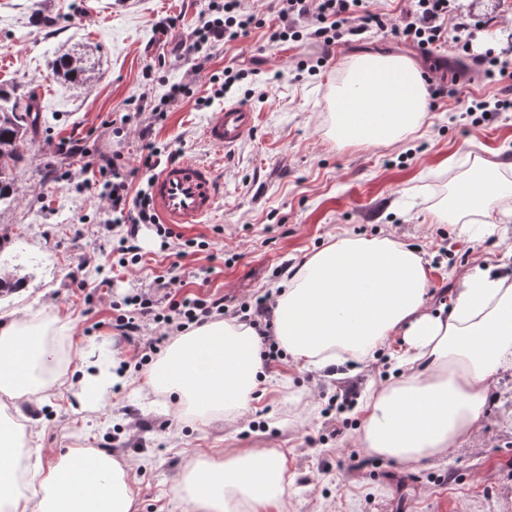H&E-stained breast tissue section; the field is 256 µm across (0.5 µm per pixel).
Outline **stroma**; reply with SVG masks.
I'll use <instances>...</instances> for the list:
<instances>
[{
	"mask_svg": "<svg viewBox=\"0 0 512 512\" xmlns=\"http://www.w3.org/2000/svg\"><path fill=\"white\" fill-rule=\"evenodd\" d=\"M208 0H0V85L15 93L37 92L44 122L28 140L25 163L16 172L15 202L0 209V259L8 274L0 290V317L29 309L57 319L53 341L69 382L42 417L39 443L46 453L99 449L111 440L114 456L148 468L131 471L139 490L137 512H182L172 478L195 457L231 448H277L288 457L289 512H512V373L499 379L480 420L479 437L451 458L400 465L359 448L353 407L329 410L348 390L358 397L385 381L388 360L404 347L394 337L377 349L358 373L341 378L302 368L290 358L265 371L264 394L247 413L202 424L174 422L162 397L125 386L96 412H73L79 354L131 363L136 352L112 326L110 301L132 289L161 290L178 276L182 292L223 294L233 304L254 303L281 278L335 235L388 236L416 249L428 261L427 306L450 308L465 272L476 263H497L512 249V230L472 244L455 225L436 223L431 206L477 161L512 165V112L481 124L457 112L453 99L427 98L425 133L393 146L342 149L324 135L328 84L344 58L356 52L415 57L423 73L467 95L491 98L468 55L441 50L424 57L388 33L349 37L323 55L312 40L274 44L268 33L279 23L275 0H246L262 26L237 42L214 48L196 63L179 57L177 41L157 33L158 21L181 16L194 27ZM467 39L474 52L492 50L512 59V0L472 10ZM88 52L92 83L52 74L59 47ZM249 69L253 79L216 96V76L225 67ZM188 94L155 126L158 146L180 156L220 163L224 192L214 214L182 229L202 250L176 257L151 228H141L143 256L136 268L118 266L112 234L99 197L97 161L121 152L136 160L140 142L133 127L112 121L139 112L150 121L171 84ZM251 98H244L245 89ZM248 102L254 131L229 158L202 136L212 110ZM82 140L94 161L78 173L75 158L61 151ZM84 269L85 284L71 274ZM111 278L100 298L97 285Z\"/></svg>",
	"mask_w": 512,
	"mask_h": 512,
	"instance_id": "stroma-1",
	"label": "stroma"
}]
</instances>
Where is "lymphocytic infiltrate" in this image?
<instances>
[{"instance_id":"obj_1","label":"lymphocytic infiltrate","mask_w":512,"mask_h":512,"mask_svg":"<svg viewBox=\"0 0 512 512\" xmlns=\"http://www.w3.org/2000/svg\"><path fill=\"white\" fill-rule=\"evenodd\" d=\"M280 19L297 15L312 19L309 34L283 26L274 29L269 39L274 43L298 42L309 38L324 47H331L343 36H356L370 30L390 32L403 42L412 45L423 55L448 43L449 32L464 33L468 24L464 20L449 21L448 0H414L412 10L399 22L383 13L371 11L367 0H277ZM260 21L248 13L244 0H209L206 11L201 12L195 27L185 32L179 50L182 55L208 59L211 49L247 37L251 29L259 27ZM184 85H171L160 99L159 106L152 109V120L139 130L142 149L136 166L123 163L121 154H113L111 180L105 188L109 211L113 216L112 238L115 252L122 267H135L142 258L136 240L139 227L155 225L158 235L172 238L173 232L160 224L149 200V174L160 163L162 150L157 146L154 124L164 119L166 106L178 103L184 98ZM224 298L219 294L205 297L175 299L173 294L156 298L148 292H137L124 298L113 319L115 329L124 338L137 345V364L146 366L160 350V337L144 338L145 326L154 324L170 332H180L190 326L200 325L208 319L223 315Z\"/></svg>"}]
</instances>
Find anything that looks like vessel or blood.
<instances>
[{
  "mask_svg": "<svg viewBox=\"0 0 512 512\" xmlns=\"http://www.w3.org/2000/svg\"><path fill=\"white\" fill-rule=\"evenodd\" d=\"M255 112L244 104H230L212 113L205 140L219 152L233 151L249 135ZM150 201L162 223L198 224L213 213L222 192L214 165L183 157L170 160L150 183Z\"/></svg>",
  "mask_w": 512,
  "mask_h": 512,
  "instance_id": "b4317fda",
  "label": "vessel or blood"
}]
</instances>
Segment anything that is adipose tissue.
<instances>
[{
  "instance_id": "obj_1",
  "label": "adipose tissue",
  "mask_w": 512,
  "mask_h": 512,
  "mask_svg": "<svg viewBox=\"0 0 512 512\" xmlns=\"http://www.w3.org/2000/svg\"><path fill=\"white\" fill-rule=\"evenodd\" d=\"M426 85L403 55L358 53L337 72L328 134L338 145L401 143L426 121ZM512 195L500 166L483 163L432 207L438 223L457 225L478 243L496 232L476 224ZM428 263L388 237H332L287 283L272 290L273 336L297 364L322 370L364 362L389 336L403 335L401 375L373 390L359 408L356 441L371 455L412 464L451 456L479 432L500 375L512 370V277L475 265L448 312L426 308ZM44 327L20 310L0 321V393L40 408L51 404L60 374ZM261 343L235 318L210 320L173 336L146 373L178 416L202 422L246 412L261 383ZM82 409H98L118 381L110 364L81 357ZM37 421L0 417V512H136L131 466L109 454L72 448L28 471L34 492L17 486L26 429ZM287 456L274 448L206 455L172 480L185 512H287Z\"/></svg>"
}]
</instances>
